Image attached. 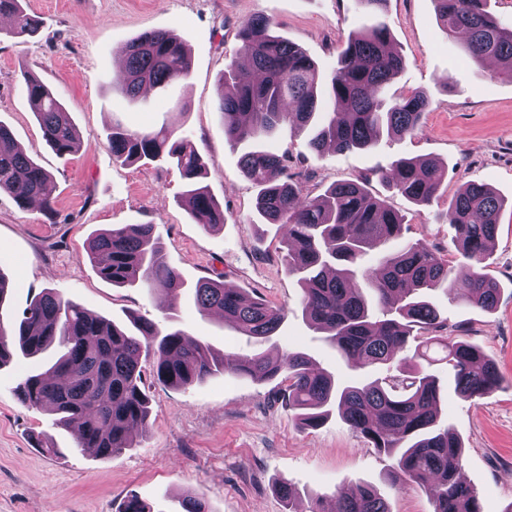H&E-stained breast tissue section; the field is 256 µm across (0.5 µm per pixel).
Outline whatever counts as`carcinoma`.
Listing matches in <instances>:
<instances>
[{
    "label": "carcinoma",
    "mask_w": 512,
    "mask_h": 512,
    "mask_svg": "<svg viewBox=\"0 0 512 512\" xmlns=\"http://www.w3.org/2000/svg\"><path fill=\"white\" fill-rule=\"evenodd\" d=\"M25 0H0V17L10 25L0 36L32 37L41 27ZM437 18L452 36L466 34L464 52L477 64L498 62L499 74L512 78V28L488 9V0H435ZM239 53L248 67L231 65L222 76L219 110L224 137L233 145L258 139L287 121L312 127L308 147L321 154L329 145L338 152L363 150L386 136L405 137L421 129L429 106L423 93L388 92L405 60L394 48L388 27L374 22L353 34L338 56L329 81V102H319L322 81L316 63L296 44L272 33V21L253 15L241 26ZM124 77L120 92L134 100L141 90L162 89L185 80L190 59L184 42L167 31H147L120 51ZM26 94L46 143L59 155L80 149L75 127L62 101L37 77H25ZM115 162H168L186 180L184 198L193 223L210 228L224 223V208L200 178L206 161L198 147L169 127L131 129L112 123L107 135ZM244 176L258 189L255 209L267 224L288 226L287 270L303 285V314L325 334L336 353L354 370H376L398 363L402 375L341 383L316 369L301 352L273 358L263 351L216 355L181 330H162L148 319L133 328L92 316L51 288L36 296L10 327L3 323L8 282L0 272V367L15 355L35 357L52 345L58 350L43 371H32L17 386L25 406L58 415V424L77 438V450L91 448L106 458L132 447L130 431L149 427V401L141 389L142 361L156 380L187 388L216 374L231 373L253 382L277 377L286 383L288 405L301 424L318 426L334 408L377 451L395 460L398 483L418 484L435 504L434 512H481L476 491L458 473L463 448L452 431L440 425V386L427 372L428 350L438 345L455 392L464 399L495 391L502 377L493 359L478 346L441 336L447 322L424 299V293L448 289L460 304L481 311L495 308L499 284L479 270L495 240L504 202L489 187L471 182L448 201L445 217L456 228L458 253L464 260L452 272L425 241H405L403 220L365 182L330 185L320 195L302 194L288 172V152H247L240 158ZM391 186L410 202L428 206L439 190L434 163L402 158L392 164ZM52 176L14 141L0 124V193L20 206L33 200L56 215ZM395 243L381 255L380 268H363L366 255ZM89 258L104 281L146 288L178 299L182 281L166 264L154 225L121 226L94 235ZM194 297L200 311L218 309L253 342L262 344L288 316L283 307L253 299L214 281H199ZM419 341L413 355L409 340ZM336 512H390L369 485L340 496Z\"/></svg>",
    "instance_id": "1"
}]
</instances>
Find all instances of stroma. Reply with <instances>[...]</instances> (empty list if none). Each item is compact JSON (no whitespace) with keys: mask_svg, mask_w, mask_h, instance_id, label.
I'll return each mask as SVG.
<instances>
[{"mask_svg":"<svg viewBox=\"0 0 512 512\" xmlns=\"http://www.w3.org/2000/svg\"><path fill=\"white\" fill-rule=\"evenodd\" d=\"M43 21L33 37L0 40V123L17 144L53 176L57 221L41 209L21 207L0 194V272L9 280L8 309L17 318L44 289L115 324L143 316L168 322L215 352H250L247 336L225 326L218 313L200 311L190 292L199 280L288 309V318L263 351H301L336 380L353 371L307 324L302 290L286 269L285 227L261 223L256 189L240 167L249 150H290L292 170L304 192L323 193L331 183L367 179L369 191L405 219L404 238L431 243L456 265V232L444 218L451 196L470 182L487 185L512 201V80L496 78V64L477 65L461 36L445 34L434 0H385L379 15L405 59L390 90L426 92L430 104L414 136L382 139L366 150L315 154L310 130L284 123L270 137L231 145L218 110L220 77L235 57L242 22L268 16L273 32L301 47L330 74L349 37L370 17L353 0H26ZM150 30L185 41L191 61L187 80L147 92L130 102L117 91V51ZM32 73L56 93L81 140L77 153L60 156L47 145L26 96ZM133 129L177 127L202 151L203 179L224 208L223 225L192 223L184 204V180L168 164L113 161L107 133L113 122ZM427 158L441 173L433 202L411 204L381 180L394 160ZM119 224H151L169 265L187 284L175 310L166 298L102 280L88 259L90 238ZM486 273L501 285L494 310L470 309L447 289L431 302L448 322L447 334L480 347L497 364L503 383L492 393L464 399L448 367L435 363L442 425L463 448L462 476L478 494L482 512H512V210L504 209ZM23 360L0 368V512H119L136 494L151 512H181L185 495L203 498L209 512H332L339 493L373 486L391 512H434L418 485L398 487L394 460L378 452L339 416L315 428L299 427L285 407L281 381L253 383L230 374L188 388L146 378L149 429L131 448L105 461L76 451L74 436L55 416L25 407L16 387L35 367ZM60 448L52 456L46 446ZM294 488L295 505L277 492Z\"/></svg>","mask_w":512,"mask_h":512,"instance_id":"1","label":"stroma"}]
</instances>
